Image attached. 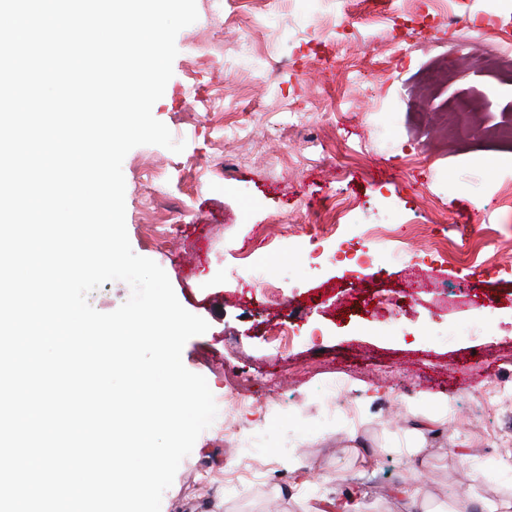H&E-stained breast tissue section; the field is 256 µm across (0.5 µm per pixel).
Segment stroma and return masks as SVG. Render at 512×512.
<instances>
[{"label": "stroma", "mask_w": 512, "mask_h": 512, "mask_svg": "<svg viewBox=\"0 0 512 512\" xmlns=\"http://www.w3.org/2000/svg\"><path fill=\"white\" fill-rule=\"evenodd\" d=\"M198 19L176 36L173 76L152 113L185 142L182 153L133 148L122 165L133 251L166 272L180 304L208 330L182 361L213 394L248 372L256 405L234 414L238 435L215 446L201 433L164 492L161 512H401L390 490L416 479L425 512H512V398L485 407L491 383L512 373V148L488 146L486 130L512 121V83L474 69L425 90L449 45H482L444 16L468 10L499 36L512 0H196ZM436 26L433 41L399 64L391 44ZM342 42H335V29ZM478 112L452 118L451 103ZM310 118L291 127V102ZM350 167H340L343 155ZM348 208L333 239L314 245L284 224H319L331 203ZM392 201L407 242L403 258L352 273L337 239L386 224ZM178 237L160 246L154 227ZM476 244L469 261L437 254L442 242ZM235 248L261 260L280 288L270 301L225 261ZM378 284L402 307L375 318L336 309L338 289ZM293 338L271 358V326ZM344 379L339 398L326 387ZM277 404L266 407L268 397ZM254 478L225 487L217 472ZM492 475L474 481L477 472Z\"/></svg>", "instance_id": "35a3bbf8"}]
</instances>
